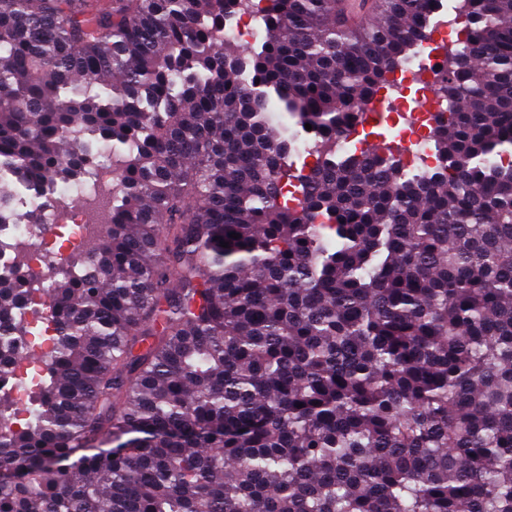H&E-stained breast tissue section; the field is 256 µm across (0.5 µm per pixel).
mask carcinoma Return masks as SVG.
<instances>
[{
    "instance_id": "1",
    "label": "carcinoma",
    "mask_w": 512,
    "mask_h": 512,
    "mask_svg": "<svg viewBox=\"0 0 512 512\" xmlns=\"http://www.w3.org/2000/svg\"><path fill=\"white\" fill-rule=\"evenodd\" d=\"M453 11L436 165L339 149ZM372 14L0 0V225L112 165L86 255L26 281L0 241V373L33 298L56 329L0 388V512H512V0Z\"/></svg>"
}]
</instances>
